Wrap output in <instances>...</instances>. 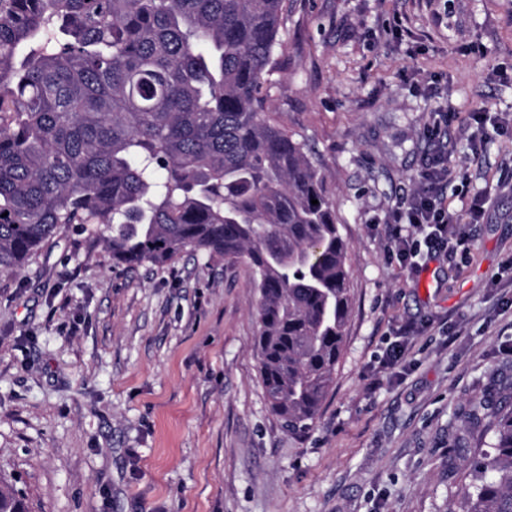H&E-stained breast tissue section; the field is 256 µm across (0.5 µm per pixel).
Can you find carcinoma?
I'll return each instance as SVG.
<instances>
[{
	"instance_id": "cac0c4a2",
	"label": "carcinoma",
	"mask_w": 512,
	"mask_h": 512,
	"mask_svg": "<svg viewBox=\"0 0 512 512\" xmlns=\"http://www.w3.org/2000/svg\"><path fill=\"white\" fill-rule=\"evenodd\" d=\"M284 2L0 0V274L73 224L119 265L246 261L264 394L303 433L352 296L324 177L262 96ZM489 429L463 494L468 512H512V410Z\"/></svg>"
}]
</instances>
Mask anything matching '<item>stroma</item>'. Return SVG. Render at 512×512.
<instances>
[{
	"label": "stroma",
	"instance_id": "1",
	"mask_svg": "<svg viewBox=\"0 0 512 512\" xmlns=\"http://www.w3.org/2000/svg\"><path fill=\"white\" fill-rule=\"evenodd\" d=\"M281 33L266 105L324 176L353 289L315 426L267 406L243 261L129 268L72 228L0 277V469L32 512H465L450 449L490 443L470 415L512 391V0H286ZM437 153L468 250L403 268L387 226Z\"/></svg>",
	"mask_w": 512,
	"mask_h": 512
}]
</instances>
